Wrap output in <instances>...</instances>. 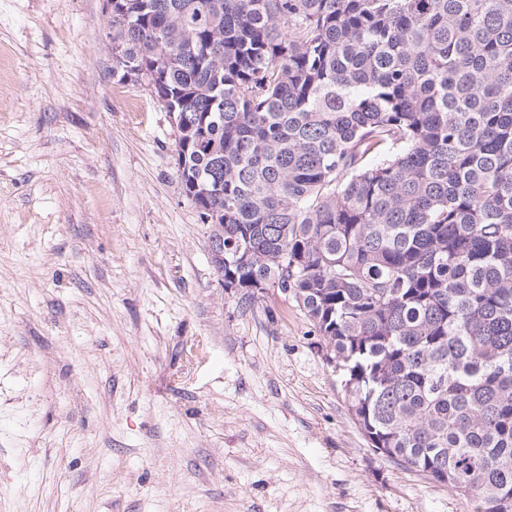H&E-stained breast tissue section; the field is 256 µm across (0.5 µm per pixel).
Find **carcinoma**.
<instances>
[{
  "instance_id": "1",
  "label": "carcinoma",
  "mask_w": 512,
  "mask_h": 512,
  "mask_svg": "<svg viewBox=\"0 0 512 512\" xmlns=\"http://www.w3.org/2000/svg\"><path fill=\"white\" fill-rule=\"evenodd\" d=\"M224 288L291 290L387 458L512 512V0H112Z\"/></svg>"
}]
</instances>
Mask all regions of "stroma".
Wrapping results in <instances>:
<instances>
[{
    "mask_svg": "<svg viewBox=\"0 0 512 512\" xmlns=\"http://www.w3.org/2000/svg\"><path fill=\"white\" fill-rule=\"evenodd\" d=\"M104 0H0V512H474L370 448L294 299L247 305Z\"/></svg>",
    "mask_w": 512,
    "mask_h": 512,
    "instance_id": "obj_1",
    "label": "stroma"
}]
</instances>
